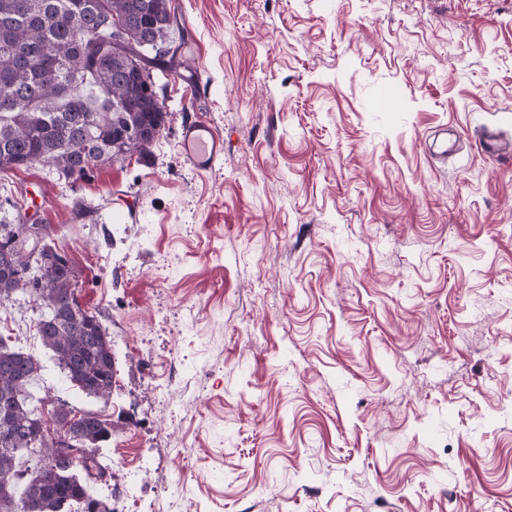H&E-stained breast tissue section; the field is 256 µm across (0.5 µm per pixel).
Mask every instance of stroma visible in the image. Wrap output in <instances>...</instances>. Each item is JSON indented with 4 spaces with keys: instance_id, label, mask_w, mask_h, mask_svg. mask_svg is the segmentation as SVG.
<instances>
[{
    "instance_id": "35a3bbf8",
    "label": "stroma",
    "mask_w": 512,
    "mask_h": 512,
    "mask_svg": "<svg viewBox=\"0 0 512 512\" xmlns=\"http://www.w3.org/2000/svg\"><path fill=\"white\" fill-rule=\"evenodd\" d=\"M175 3L197 76L155 71L148 153L72 184L0 171V215L30 201L112 339L103 402L27 293L0 304L33 394L111 418L97 497L512 512V160L478 143L512 140V0ZM194 120L224 136L206 174L180 153Z\"/></svg>"
}]
</instances>
